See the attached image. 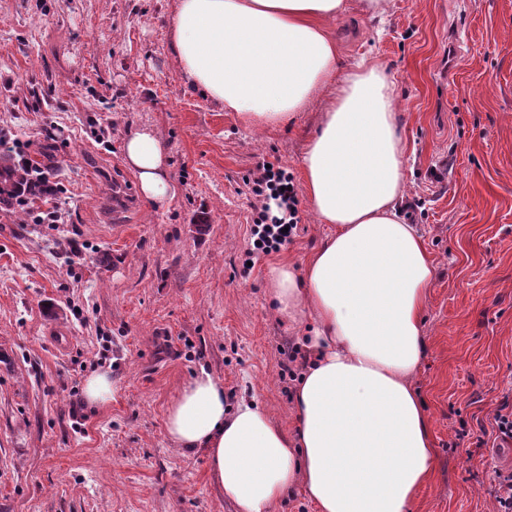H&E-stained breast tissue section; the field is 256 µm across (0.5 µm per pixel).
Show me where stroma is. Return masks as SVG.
<instances>
[{
	"instance_id": "35a3bbf8",
	"label": "stroma",
	"mask_w": 512,
	"mask_h": 512,
	"mask_svg": "<svg viewBox=\"0 0 512 512\" xmlns=\"http://www.w3.org/2000/svg\"><path fill=\"white\" fill-rule=\"evenodd\" d=\"M178 0H0V130L67 190L65 223L0 210V512H232L204 452L174 446L167 410L194 372L227 405L256 398L294 425L290 361L303 328L271 306L267 271L303 264L327 233L307 203L292 242L252 249L259 160L302 187L324 104L244 125L188 83L169 28ZM328 26L337 77L364 57L395 81L408 141L406 216L436 269L414 384L435 450L410 512H496L512 471L493 418L512 389V0H359ZM457 26L463 56L448 60ZM167 149L172 197L149 205L122 147L137 128ZM69 331L65 349L49 328ZM112 374V400L83 382ZM84 394L90 406L101 407L112 400V377L106 370L89 375L85 381ZM491 486L493 495L498 505V512L512 511V472L503 473L499 470H493L491 477Z\"/></svg>"
}]
</instances>
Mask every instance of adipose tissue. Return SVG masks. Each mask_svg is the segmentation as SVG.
<instances>
[{
    "label": "adipose tissue",
    "mask_w": 512,
    "mask_h": 512,
    "mask_svg": "<svg viewBox=\"0 0 512 512\" xmlns=\"http://www.w3.org/2000/svg\"><path fill=\"white\" fill-rule=\"evenodd\" d=\"M345 0H179L172 48L206 98L253 127H274L328 93L301 159L307 203L325 239L303 266L268 268L276 314L306 333L288 431L252 400L233 411L224 385L196 373L169 406L172 443L203 451L235 512H273L300 492L316 512H407L430 479L434 449L413 378L435 266L403 218L407 145L395 83L382 64L337 78L325 26ZM124 160L153 206L171 193L167 158L149 128Z\"/></svg>",
    "instance_id": "obj_1"
}]
</instances>
